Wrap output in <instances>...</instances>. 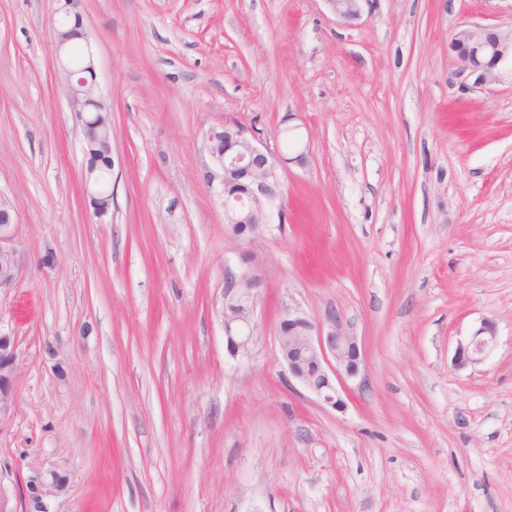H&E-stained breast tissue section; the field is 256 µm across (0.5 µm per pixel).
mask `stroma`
I'll list each match as a JSON object with an SVG mask.
<instances>
[{
  "mask_svg": "<svg viewBox=\"0 0 512 512\" xmlns=\"http://www.w3.org/2000/svg\"><path fill=\"white\" fill-rule=\"evenodd\" d=\"M52 0H0V205L17 275L0 489L19 512H512V80L464 94L448 43L512 0H81L112 113V208L54 52ZM231 119L281 156L245 242L210 179ZM262 279L230 354L228 277ZM339 313L343 408L291 378L288 310ZM496 345L455 367L483 319ZM336 19L351 23L359 20L362 14L371 11L374 0H325Z\"/></svg>",
  "mask_w": 512,
  "mask_h": 512,
  "instance_id": "1",
  "label": "stroma"
}]
</instances>
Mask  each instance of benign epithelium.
I'll return each mask as SVG.
<instances>
[{"instance_id": "obj_1", "label": "benign epithelium", "mask_w": 512, "mask_h": 512, "mask_svg": "<svg viewBox=\"0 0 512 512\" xmlns=\"http://www.w3.org/2000/svg\"><path fill=\"white\" fill-rule=\"evenodd\" d=\"M336 19L351 23L371 11L374 0H325ZM78 0H56L51 20L56 53L60 61L66 96L72 111L81 122L84 143H99L107 157H112L111 110L100 92L91 51H86L79 70L69 67L67 57L71 44L87 39L86 33L74 26L66 27V18H80ZM458 61L460 71L472 79L471 87L481 88L498 81L504 72L512 74V28L482 23L461 26L448 43ZM208 151L215 167L221 170L224 184V224H246L253 241L269 225L283 222L281 208L282 160L261 146L242 124L224 122L221 129L207 135ZM112 178V165L100 168L90 163L82 174L84 196L95 203L100 216L112 207V189H103L104 178ZM5 222L0 224V288L15 279L16 259L7 243L14 235L15 224L10 210L0 208ZM245 270L225 285L223 316L224 334L232 353L245 349L250 337L255 300L261 277L252 272L250 259L242 258ZM276 338L282 359L293 378L322 402L344 406L338 385L355 379L361 371V351L343 318L337 313L326 315L324 322L314 325L305 317L288 312L279 323ZM496 340L493 322L485 319L481 327L465 341L457 344L453 361L461 368L483 360ZM14 339L0 333V418L13 406L11 378L14 371Z\"/></svg>"}]
</instances>
